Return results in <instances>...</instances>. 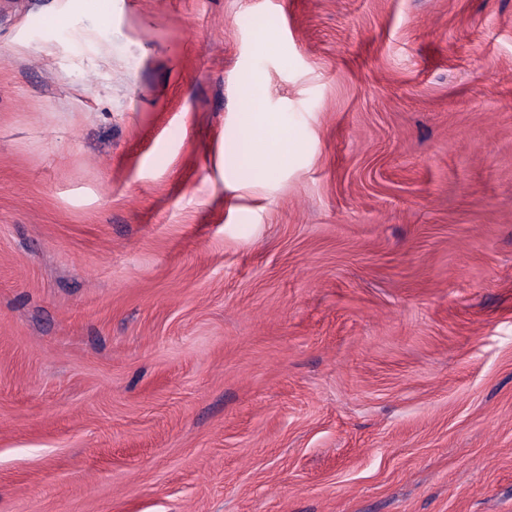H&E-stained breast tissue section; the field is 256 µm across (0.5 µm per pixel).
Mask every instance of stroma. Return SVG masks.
Returning a JSON list of instances; mask_svg holds the SVG:
<instances>
[{
  "label": "stroma",
  "instance_id": "1",
  "mask_svg": "<svg viewBox=\"0 0 512 512\" xmlns=\"http://www.w3.org/2000/svg\"><path fill=\"white\" fill-rule=\"evenodd\" d=\"M0 512H512V0H0ZM288 151L289 144L288 149L278 148L276 151L268 148L263 140L252 141L250 157L254 173L259 178L270 179L288 159Z\"/></svg>",
  "mask_w": 512,
  "mask_h": 512
}]
</instances>
